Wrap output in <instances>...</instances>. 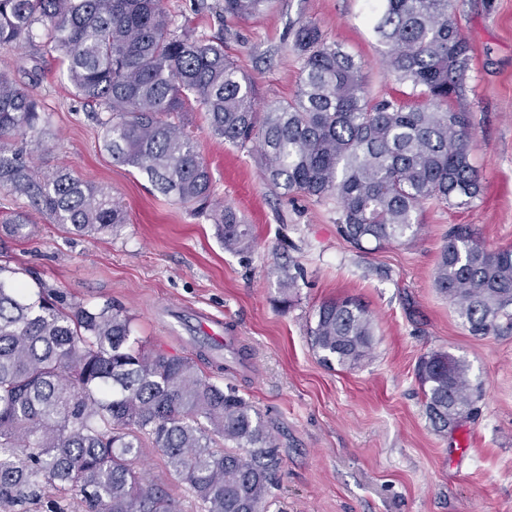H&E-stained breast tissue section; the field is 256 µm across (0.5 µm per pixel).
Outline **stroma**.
Here are the masks:
<instances>
[{
  "label": "stroma",
  "mask_w": 512,
  "mask_h": 512,
  "mask_svg": "<svg viewBox=\"0 0 512 512\" xmlns=\"http://www.w3.org/2000/svg\"><path fill=\"white\" fill-rule=\"evenodd\" d=\"M164 3L176 25L223 38L259 104L295 96L301 62L294 32L307 22L362 62L372 97L412 100L410 86L381 65L372 0H272L248 20L218 17L217 0ZM455 7L472 47L457 105L471 114V158L483 193L467 209L423 204L414 239L376 250H356L341 238L335 200L270 192L257 153L214 138L196 107L186 129L215 195L254 229L249 254L225 250L208 211L163 196L144 174L102 151L95 106L77 96L42 35L0 48V72L45 112L35 168H69L108 188L128 214L120 235L80 236L0 190V221L22 211L34 225L29 237L8 240L0 263L19 269L26 287L42 281L93 305L111 302L132 317L136 335L171 354L200 351L207 340L201 317L221 319L224 349L206 352L199 366L235 386L274 428L282 463L268 512H512V334L470 335L434 284L451 225H470L489 249L512 247V0H457ZM277 262L301 271L288 306L270 274ZM345 296L373 316L375 343L360 366L329 368L308 328L323 301ZM241 348L249 353L243 365ZM433 351L466 361L483 389L477 415L441 433L426 416L416 377L419 359ZM138 468L166 487L176 512H197L156 449H147Z\"/></svg>",
  "instance_id": "35a3bbf8"
}]
</instances>
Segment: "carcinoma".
<instances>
[{
	"label": "carcinoma",
	"instance_id": "carcinoma-1",
	"mask_svg": "<svg viewBox=\"0 0 512 512\" xmlns=\"http://www.w3.org/2000/svg\"><path fill=\"white\" fill-rule=\"evenodd\" d=\"M270 0H224L246 19ZM452 0H382L373 30L382 65L416 101L374 100L362 63L314 23L299 26L297 94L259 110L254 86L224 41L177 31L163 0H0V46H20L37 27L66 65L78 96L108 114L101 147L112 162L146 175L176 202L209 208L224 249L246 253L252 227L215 199L212 176L190 134L188 101L212 136L256 144L264 179L283 194L340 204V235L355 249L413 238L428 201L468 208L482 184L471 162L472 121L462 96L471 47ZM45 117L25 87L0 72V188L54 223L87 236L127 223L106 189L60 168L32 165ZM29 136L30 148L9 140ZM30 220L5 221L29 236ZM0 266V507L21 512H175L167 493L135 469L145 448L165 458L200 512H266L280 466L273 428L231 385L203 376L195 358L148 347L112 303L69 302L39 284L17 285ZM279 302L292 301L300 272L277 263ZM473 336L512 332V248L490 250L467 224L448 231L434 272ZM375 322L356 300L319 305L310 327L321 360L353 369L369 357ZM416 376L439 431L468 417L482 387L446 352L420 358Z\"/></svg>",
	"mask_w": 512,
	"mask_h": 512
}]
</instances>
